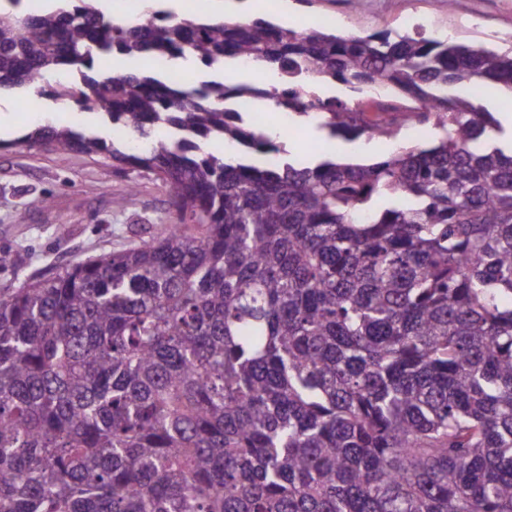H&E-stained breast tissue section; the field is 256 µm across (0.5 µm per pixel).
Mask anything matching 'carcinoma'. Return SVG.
<instances>
[{
    "label": "carcinoma",
    "mask_w": 512,
    "mask_h": 512,
    "mask_svg": "<svg viewBox=\"0 0 512 512\" xmlns=\"http://www.w3.org/2000/svg\"><path fill=\"white\" fill-rule=\"evenodd\" d=\"M0 0V89L81 70L82 109L142 146L44 125L13 144L132 165L174 221L0 288V512H512V153L482 100L512 55L421 32L111 22L93 0ZM276 69L196 87L98 60ZM355 92L323 99L299 79ZM471 93H456L459 85ZM390 141L369 165L295 166L228 100ZM236 143L276 163L200 146ZM224 63L226 67H231L234 72L243 77V79L239 81H229V79L226 78V81L229 84L245 85L256 82L278 84L279 79L277 73L270 70L268 67L260 68L252 65H246L243 64L241 60L234 58H225ZM307 87L312 89L316 94L318 92L322 96H336L337 99L344 101H349L357 96H371V91L358 94L353 92L349 86L325 77H311Z\"/></svg>",
    "instance_id": "obj_1"
}]
</instances>
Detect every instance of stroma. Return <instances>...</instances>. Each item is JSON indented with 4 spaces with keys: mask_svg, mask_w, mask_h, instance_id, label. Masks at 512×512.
Wrapping results in <instances>:
<instances>
[{
    "mask_svg": "<svg viewBox=\"0 0 512 512\" xmlns=\"http://www.w3.org/2000/svg\"><path fill=\"white\" fill-rule=\"evenodd\" d=\"M296 30L308 21L327 18L328 29L342 35L366 36L380 31L412 33L418 30L447 36L475 47L512 50V0H464L452 9L448 0H303L298 6ZM0 103L11 109L7 131L0 133V251H21L22 270L0 268V288L14 283L19 273L46 272L103 253L122 250L149 237L158 225L172 222L167 189L139 170H115L111 160L79 151L58 158L42 148L15 146V139L54 118L72 127L91 126L111 137L112 125L97 111L81 110L51 93L0 91ZM267 130L277 132L285 159L313 166L339 159V147L349 148L354 163L370 164L396 145H432L438 129L421 137L401 133L397 141L366 136H330L307 120L281 126L278 111L265 113ZM334 142L327 153L321 143ZM137 184L133 196L126 187Z\"/></svg>",
    "mask_w": 512,
    "mask_h": 512,
    "instance_id": "1",
    "label": "stroma"
}]
</instances>
